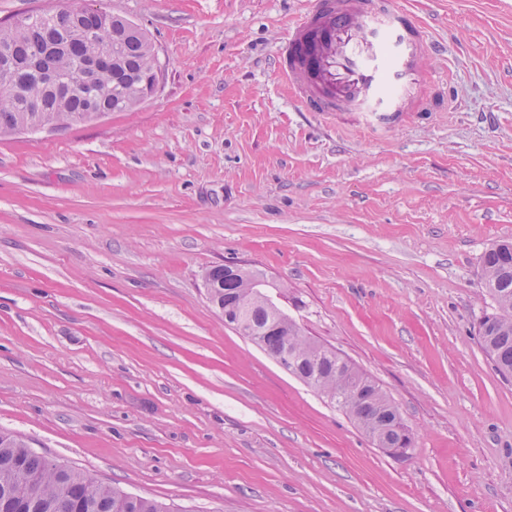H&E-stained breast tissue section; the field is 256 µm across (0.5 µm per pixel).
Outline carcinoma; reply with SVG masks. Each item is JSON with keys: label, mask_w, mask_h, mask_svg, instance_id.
Returning a JSON list of instances; mask_svg holds the SVG:
<instances>
[{"label": "carcinoma", "mask_w": 512, "mask_h": 512, "mask_svg": "<svg viewBox=\"0 0 512 512\" xmlns=\"http://www.w3.org/2000/svg\"><path fill=\"white\" fill-rule=\"evenodd\" d=\"M59 40L68 48L51 59L52 69L74 71L99 46L112 45L117 66L112 70L86 71L83 82L65 98L36 82L16 85L0 79V136L32 114L29 101H37L38 112L61 121L85 123L97 120L91 106L114 112L127 106L113 95V85L123 83L129 73H144L153 65L152 43L145 31L128 29V21L118 16L103 24L90 15L78 19L70 6L53 14L28 15L22 26L0 27V45L11 48L7 58L0 57V67L21 64L43 53L46 45ZM481 280L492 301L493 312L479 324L483 347L496 370L512 375V242L491 244L482 254ZM206 279L221 284L211 301L216 307L240 317L246 323L262 326L266 315L261 309H245L250 291L241 282L224 280V267L205 273ZM288 331L266 337L265 351L274 360H291L299 378L338 403L336 393L344 387L357 400L351 418L363 432L394 422L397 409L391 398L365 373L356 369L348 376L345 359L336 351L302 334L297 323L287 319ZM0 512H178L173 504L133 496L117 488L98 483L73 468L50 461L35 453L17 436L0 432Z\"/></svg>", "instance_id": "cac0c4a2"}]
</instances>
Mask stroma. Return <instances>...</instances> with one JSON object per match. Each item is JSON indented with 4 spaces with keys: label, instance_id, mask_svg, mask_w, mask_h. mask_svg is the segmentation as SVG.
<instances>
[{
    "label": "stroma",
    "instance_id": "35a3bbf8",
    "mask_svg": "<svg viewBox=\"0 0 512 512\" xmlns=\"http://www.w3.org/2000/svg\"><path fill=\"white\" fill-rule=\"evenodd\" d=\"M150 37L154 96L0 139V431L181 512H512V377L480 257L512 241V0H403L448 45L387 130L302 112L308 0H84ZM281 284L413 435L373 445L224 323L206 270Z\"/></svg>",
    "mask_w": 512,
    "mask_h": 512
}]
</instances>
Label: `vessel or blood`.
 <instances>
[{
  "label": "vessel or blood",
  "instance_id": "b4317fda",
  "mask_svg": "<svg viewBox=\"0 0 512 512\" xmlns=\"http://www.w3.org/2000/svg\"><path fill=\"white\" fill-rule=\"evenodd\" d=\"M431 48L401 0H310L277 65L305 111L364 113L389 127L418 110Z\"/></svg>",
  "mask_w": 512,
  "mask_h": 512
}]
</instances>
